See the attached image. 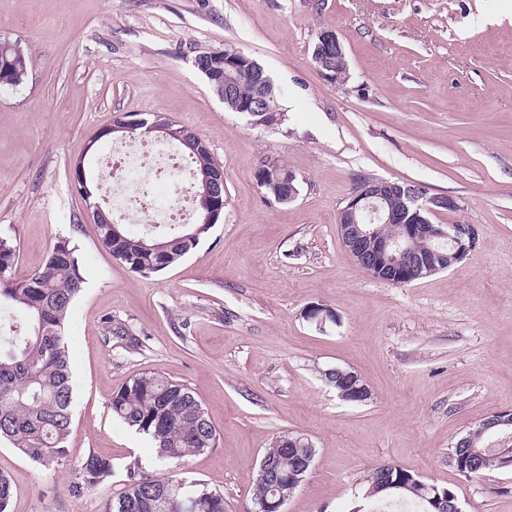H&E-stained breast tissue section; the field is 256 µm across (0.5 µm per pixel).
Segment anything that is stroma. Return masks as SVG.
<instances>
[{
	"instance_id": "obj_1",
	"label": "stroma",
	"mask_w": 512,
	"mask_h": 512,
	"mask_svg": "<svg viewBox=\"0 0 512 512\" xmlns=\"http://www.w3.org/2000/svg\"><path fill=\"white\" fill-rule=\"evenodd\" d=\"M334 30L343 83L312 59ZM31 58L0 89V234L25 280L62 238L85 284L64 328L74 403L69 463L51 469L0 441L8 512H102L137 462L166 471L152 441L115 417L112 396L154 372L187 385L217 432L184 478L249 507L261 459L295 433L316 450L285 512H349L382 463L450 488L462 512H512V468L460 474L458 439L512 411V0H0V38ZM234 47L271 78L286 115L254 127L229 111L197 54ZM159 112L199 135L224 168V213L178 264L143 277L103 247L72 165L112 149L121 113ZM284 162L299 194L282 204L256 181ZM364 178L455 196L437 224L475 225L452 269L399 286L343 247L340 210ZM329 319H308L310 307ZM367 385L342 400L326 370ZM112 461L111 478L72 490L73 461Z\"/></svg>"
}]
</instances>
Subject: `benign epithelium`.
Segmentation results:
<instances>
[{
	"mask_svg": "<svg viewBox=\"0 0 512 512\" xmlns=\"http://www.w3.org/2000/svg\"><path fill=\"white\" fill-rule=\"evenodd\" d=\"M313 59L323 76L332 81L336 79V61L346 60L342 42L332 30H322L317 35ZM241 62L240 53H224V74L217 76L205 68L199 61L195 67L210 82L215 84L214 94L232 105L236 112L248 114L251 124L267 127L270 124V112L267 91L272 81L264 69L249 59V73L256 83V95L249 102L237 101V76ZM144 127L153 138L168 142L179 141L183 144L193 142L195 133L178 125L168 117L155 113L153 119L122 113L113 118L112 123L100 131V136L124 139L136 129ZM197 194L211 200L215 205L224 206V172H201ZM394 196H402L416 205L414 211L405 207L396 211L389 205ZM460 205L450 195H436L417 184L400 185L395 181L368 179L361 189L356 191L338 215L337 231L341 242L354 262L372 277L391 284L404 285L441 270L439 263L448 259V266L460 263L476 244V230L472 224H448L441 228L429 223L428 216L444 210L457 211ZM402 221L401 234L390 239L377 234L375 225L392 224ZM421 238H442L448 243V253L438 249L418 252L415 249ZM342 382L339 396L349 402H362L368 397V388L360 377L347 370H336ZM512 423V412L494 413L479 424L480 433L495 436V441L478 447L470 437H464L458 446L466 449L473 463H478L485 454L492 451L502 467H512V439L500 434L502 428ZM279 495L271 503L275 512H285L284 506L297 489L296 485L277 484Z\"/></svg>",
	"mask_w": 512,
	"mask_h": 512,
	"instance_id": "obj_1",
	"label": "benign epithelium"
}]
</instances>
